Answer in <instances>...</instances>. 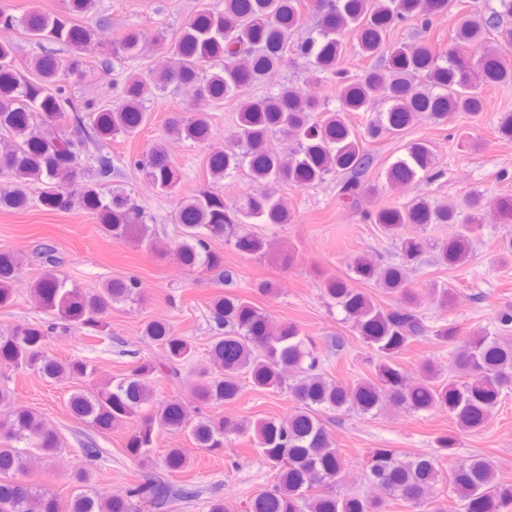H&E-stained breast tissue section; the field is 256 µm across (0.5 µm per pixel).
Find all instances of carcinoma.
<instances>
[{
  "instance_id": "1",
  "label": "carcinoma",
  "mask_w": 512,
  "mask_h": 512,
  "mask_svg": "<svg viewBox=\"0 0 512 512\" xmlns=\"http://www.w3.org/2000/svg\"><path fill=\"white\" fill-rule=\"evenodd\" d=\"M498 2L499 8L489 13L472 9L457 14L450 46L438 52L425 40L412 47L390 44L386 37L411 20L420 23L421 31H429L436 17L448 13L450 0H316L312 6L307 0H221L183 23L171 47L172 66L129 74L110 105L77 103L64 85L65 76L83 71L85 53L104 24L96 16L95 0H64L63 9L54 14L16 17L1 10V24L18 23L39 43L63 44L69 56L64 61L50 53L35 56L23 73L14 65V47L0 43V209L25 210L36 202L45 211L64 212L79 205L95 214L111 237L134 240L154 252L155 232L136 198L116 188L104 193L115 172L105 145L119 136L139 134L148 120L145 104L159 94L188 90L219 104L241 86L260 84L270 73L301 63L311 77L323 75L336 83L339 108L331 109L292 86L243 100L235 134L223 150L206 158L211 185L181 198L173 213L181 227L173 253L190 272L223 269V256L210 248L216 239L244 257L262 256L270 242L246 225L277 226L293 220L277 185H317L336 173L342 175L337 195L351 203L368 189L363 177L374 158L345 113L377 112L365 132L377 141L400 135L419 118L443 126L453 112L478 117L487 87L512 86V28L503 26L504 18L512 16V0ZM310 8L317 23L304 34L303 17ZM76 17L83 22H74ZM493 32L499 47L490 50L486 40ZM349 35L354 53L371 60L355 81L338 68ZM144 46L143 35L129 31L115 51L136 59ZM380 103L386 109L379 112ZM315 112L321 113L320 119L313 118ZM70 120L73 134L65 131ZM166 132L174 141L205 143L211 123L205 113L179 112L169 118ZM278 135L289 144L274 146ZM436 160L429 141L414 140L388 165L387 183L404 187L415 182ZM134 166L165 196L178 183L165 140L152 144ZM239 171L267 186L266 192L237 201L224 198L219 182ZM490 207L499 223L512 224V197L490 203L480 192L469 193L460 205H432L415 198L405 206L364 214L367 223L379 225L390 237L398 262L363 256L345 275L327 277L321 291L375 352L369 378L342 384L326 376L319 370L312 338L298 324H275L264 308L228 293L210 303L211 317L224 332L212 338L207 362L190 366L195 357L191 340L178 335L166 319L146 323L143 337L163 348L166 377L187 388L198 407L236 401L246 379L261 392H288L297 402L293 413L254 421L220 414L192 418L177 399L153 401L151 382L158 366L147 360L103 386L73 390L68 410L102 431L136 421L126 453L144 468L152 463L160 430L185 433L195 450L210 454L223 451L232 434L249 436L276 470V482L253 496L248 512H386L389 499L410 512H442L435 491L445 479L462 512H512V482L498 477L489 458L465 457L446 478L438 469L441 458L456 455L458 433L484 428L504 393L512 391V305L498 312L493 336L478 330L460 337L448 322H430L421 310L419 291L409 286L428 242L403 233L409 224L423 231L437 224L456 225L452 236L435 245L431 263L459 267L472 261L474 236ZM16 266L14 255L0 251V308L14 301ZM356 282L380 288L392 303L380 306L354 287ZM30 294L51 319L19 323L1 332L0 363L35 370L53 382L76 383L92 377L95 368L83 359L49 355V335L75 329L91 338H112L107 311L138 300L141 286L135 277L113 278L96 291H85L48 273L31 283ZM429 297L446 309L454 292L435 286ZM429 336L452 345L448 373L427 359L412 382L398 358ZM388 408L412 414L446 411L456 430L434 437L433 448L425 453L372 449L363 467L369 490H342L344 461L324 414L354 411L374 417ZM0 413V430H5L0 439V512H131L135 499L160 512L181 494L164 473L183 471L190 455L185 448H170L162 460L163 472L149 473L126 496L97 492L89 473L78 470L71 476L78 492L64 501L43 485L20 480L28 470L26 449L37 448L52 462L60 448L57 431L37 412L15 404L12 391L2 385Z\"/></svg>"
}]
</instances>
